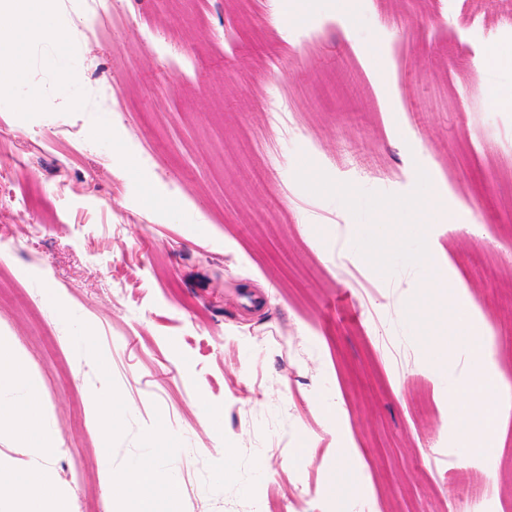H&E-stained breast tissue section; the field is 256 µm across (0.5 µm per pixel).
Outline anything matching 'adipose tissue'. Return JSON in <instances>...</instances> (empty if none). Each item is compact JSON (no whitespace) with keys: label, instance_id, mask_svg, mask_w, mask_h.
I'll list each match as a JSON object with an SVG mask.
<instances>
[{"label":"adipose tissue","instance_id":"1","mask_svg":"<svg viewBox=\"0 0 512 512\" xmlns=\"http://www.w3.org/2000/svg\"><path fill=\"white\" fill-rule=\"evenodd\" d=\"M48 0H0V11H11L21 38L29 44H39L55 39L61 42L77 40V29L53 27L46 14ZM471 329L462 315L450 316L445 321L446 342L440 345L435 356L440 365L448 363V346L459 337H469L468 357L476 370L464 391L449 389V397H461L457 407V431L463 447L472 455H481L487 440L497 427V397L504 390L503 379L493 371L492 353L481 339L470 336ZM8 427L20 438L47 448L53 437L46 430L37 395H29L25 404L0 410V427ZM161 489L165 498L173 500L178 495L175 481H161L155 468L143 463L128 471L116 487V494L123 499L140 502V512H154V489ZM54 492V478L48 468L28 471L22 479L0 477V504L16 503L21 512H52L50 502Z\"/></svg>","mask_w":512,"mask_h":512}]
</instances>
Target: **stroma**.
Segmentation results:
<instances>
[{"instance_id": "1", "label": "stroma", "mask_w": 512, "mask_h": 512, "mask_svg": "<svg viewBox=\"0 0 512 512\" xmlns=\"http://www.w3.org/2000/svg\"><path fill=\"white\" fill-rule=\"evenodd\" d=\"M111 7L52 0L77 41L0 85V349L64 512H134L112 484L144 462L174 512H512V398L473 457L443 394L467 343L428 360L459 306L512 382V0ZM34 459L0 429V475ZM419 261L423 262L425 266H428L435 270L434 275L425 283V288H432V289H440V288H449L452 292V294L456 297H461L465 293V289L461 286L459 283H448L447 278L440 277L438 275V262L436 258L430 254L427 253L423 255ZM25 382L28 389V400L21 406H8L0 410V427L6 426L20 438L40 447L45 456L44 448L54 440L46 430L40 411L38 397L34 386L27 381L24 367L18 358H4L0 350V388Z\"/></svg>"}]
</instances>
